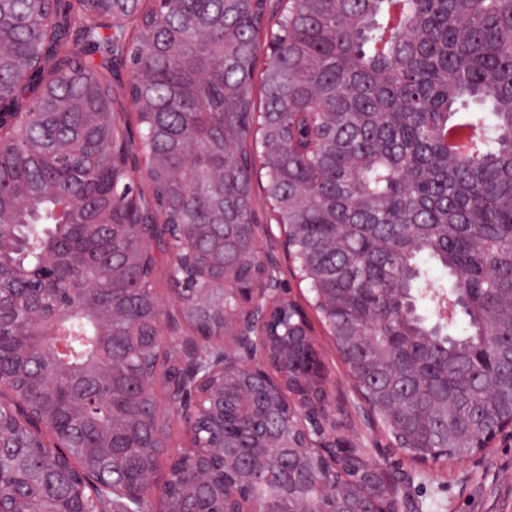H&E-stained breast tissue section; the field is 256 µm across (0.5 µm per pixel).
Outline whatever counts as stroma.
I'll return each mask as SVG.
<instances>
[{"instance_id":"stroma-1","label":"stroma","mask_w":512,"mask_h":512,"mask_svg":"<svg viewBox=\"0 0 512 512\" xmlns=\"http://www.w3.org/2000/svg\"><path fill=\"white\" fill-rule=\"evenodd\" d=\"M312 339L327 371V390L336 414V436L364 448L373 463L391 469L402 462L413 480L421 512H512V436L502 435L493 448L459 463L414 462L388 449L389 439L353 389L345 365L319 315L308 308Z\"/></svg>"}]
</instances>
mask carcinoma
<instances>
[{
    "mask_svg": "<svg viewBox=\"0 0 512 512\" xmlns=\"http://www.w3.org/2000/svg\"><path fill=\"white\" fill-rule=\"evenodd\" d=\"M112 0H12L0 85L16 115L0 138V508L58 512L91 480L120 505L126 466L156 464L171 423L149 384L177 376L163 340L156 225L168 286L205 338L224 301L197 272L260 274L251 152L354 388L413 461L474 455L512 418V0H165L103 34ZM135 74L115 97L112 55ZM261 106L252 97L257 62ZM240 225L224 250L221 204ZM448 276L437 283L432 269ZM302 312L273 316L298 347ZM195 438L259 446L249 423L195 411ZM294 448L302 491L326 501L374 481ZM162 498L186 512L214 488L172 458Z\"/></svg>",
    "mask_w": 512,
    "mask_h": 512,
    "instance_id": "cac0c4a2",
    "label": "carcinoma"
}]
</instances>
